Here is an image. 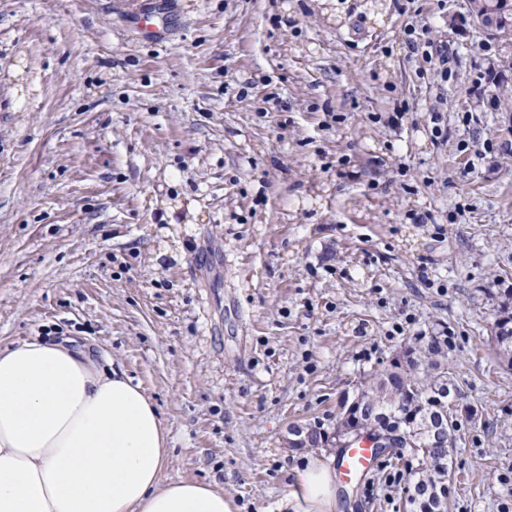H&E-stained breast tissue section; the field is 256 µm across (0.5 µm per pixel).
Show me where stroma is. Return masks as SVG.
Returning a JSON list of instances; mask_svg holds the SVG:
<instances>
[{
    "label": "stroma",
    "instance_id": "obj_1",
    "mask_svg": "<svg viewBox=\"0 0 512 512\" xmlns=\"http://www.w3.org/2000/svg\"><path fill=\"white\" fill-rule=\"evenodd\" d=\"M465 3L0 0V344L76 340L155 404L163 480L282 512L290 428L444 336L449 512H512V35ZM404 474L339 512H403ZM414 33L415 29L412 27L405 30V34L408 36L406 43L412 54L421 56L422 60L430 65L436 64L437 61L443 66L448 61V55L443 53L441 48L429 40L422 42L420 38H414ZM502 314L503 315H500L494 323L495 326L493 328V336H491V339L495 344L499 359L506 363L508 366L512 367V325L511 331L504 333L502 342L499 341L496 331V329L499 328L500 323L505 319H508L512 324V313H509L504 309Z\"/></svg>",
    "mask_w": 512,
    "mask_h": 512
}]
</instances>
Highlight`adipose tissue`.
I'll return each mask as SVG.
<instances>
[{"instance_id": "ef3b65f1", "label": "adipose tissue", "mask_w": 512, "mask_h": 512, "mask_svg": "<svg viewBox=\"0 0 512 512\" xmlns=\"http://www.w3.org/2000/svg\"><path fill=\"white\" fill-rule=\"evenodd\" d=\"M168 431L140 385L60 343L0 347V512H234L223 491L162 482ZM334 460L305 456L287 512H336Z\"/></svg>"}]
</instances>
